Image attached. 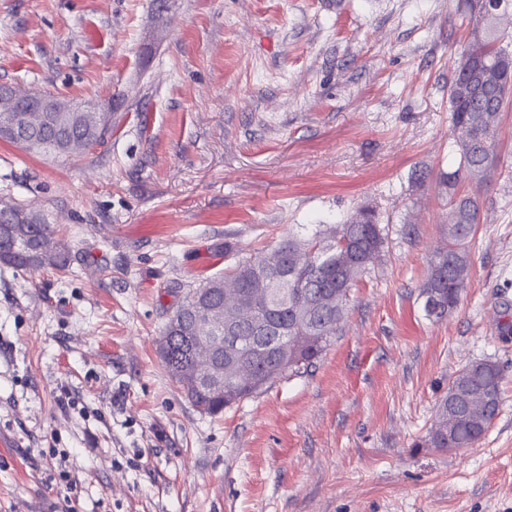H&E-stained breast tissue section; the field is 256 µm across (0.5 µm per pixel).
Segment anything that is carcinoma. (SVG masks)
Listing matches in <instances>:
<instances>
[{
	"label": "carcinoma",
	"mask_w": 512,
	"mask_h": 512,
	"mask_svg": "<svg viewBox=\"0 0 512 512\" xmlns=\"http://www.w3.org/2000/svg\"><path fill=\"white\" fill-rule=\"evenodd\" d=\"M512 0L491 11L466 0L461 25L466 38L457 49L448 86L453 146L459 166L442 176L448 185V244L429 259L421 284L426 313L437 319L457 308L470 271L468 243L479 223L480 187L497 157V119L512 103V35L498 27ZM65 112H29L27 128L0 138L26 151L67 155L99 145L112 134V113L80 112L56 100ZM471 188L463 190L460 183ZM55 230L37 211L18 224L0 222V264L14 269L52 267L66 271L69 247L53 241ZM383 228L362 209L342 224L310 238L289 236L267 252L241 256L222 275L210 276L186 294L168 318L159 355L189 402L216 415L275 380L299 376L331 345L345 317L350 289L380 258ZM239 332L214 349L221 328ZM224 368V392L201 383L209 368ZM500 367L473 361L448 380L439 400L427 446L469 448L490 428L502 401Z\"/></svg>",
	"instance_id": "carcinoma-1"
}]
</instances>
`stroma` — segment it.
<instances>
[{"label": "stroma", "instance_id": "obj_1", "mask_svg": "<svg viewBox=\"0 0 512 512\" xmlns=\"http://www.w3.org/2000/svg\"><path fill=\"white\" fill-rule=\"evenodd\" d=\"M457 7L0 0V84L112 106L81 154L0 140V207L39 211L73 256L0 265V512H512V105L460 302L438 320L420 294L459 162ZM361 206L386 246L327 351L196 411L158 353L186 289ZM479 359L503 371L496 419L472 447H427Z\"/></svg>", "mask_w": 512, "mask_h": 512}]
</instances>
